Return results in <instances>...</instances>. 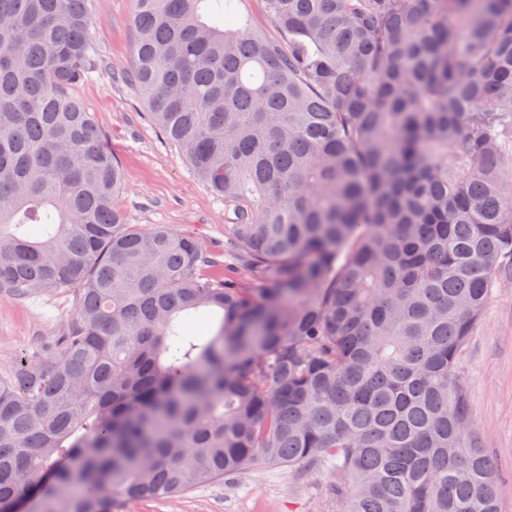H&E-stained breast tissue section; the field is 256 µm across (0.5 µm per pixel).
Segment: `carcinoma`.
Instances as JSON below:
<instances>
[{
    "label": "carcinoma",
    "instance_id": "1",
    "mask_svg": "<svg viewBox=\"0 0 512 512\" xmlns=\"http://www.w3.org/2000/svg\"><path fill=\"white\" fill-rule=\"evenodd\" d=\"M135 0L125 80L224 198V259L113 205L87 0H0V293L74 291L0 379V512L250 463L343 512H501L454 374L512 269V0Z\"/></svg>",
    "mask_w": 512,
    "mask_h": 512
}]
</instances>
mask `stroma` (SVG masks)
I'll return each mask as SVG.
<instances>
[{
	"instance_id": "1",
	"label": "stroma",
	"mask_w": 512,
	"mask_h": 512,
	"mask_svg": "<svg viewBox=\"0 0 512 512\" xmlns=\"http://www.w3.org/2000/svg\"><path fill=\"white\" fill-rule=\"evenodd\" d=\"M97 63L76 93L124 169L114 205L130 223L166 224L224 252V200L194 174L181 151L148 117L145 101L121 80L134 65L133 0H89ZM73 315L72 293L25 298L0 295V376L20 356L56 346ZM455 371L468 404L472 434L495 466L502 512H512V279L498 282ZM332 467L288 469L257 461L236 477L203 483L186 495L120 499L119 512H342Z\"/></svg>"
}]
</instances>
